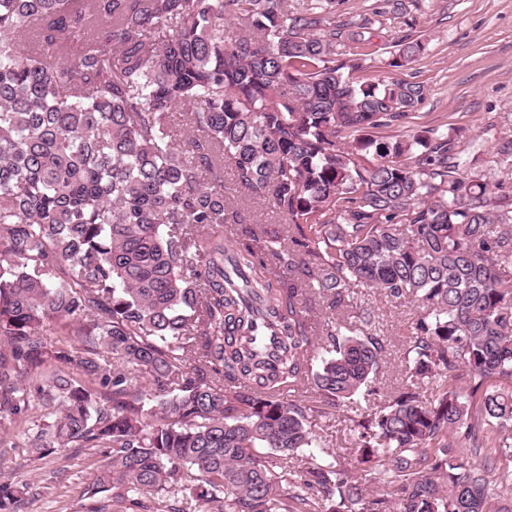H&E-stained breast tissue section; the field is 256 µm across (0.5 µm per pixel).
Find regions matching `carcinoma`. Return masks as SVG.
<instances>
[{"label": "carcinoma", "mask_w": 512, "mask_h": 512, "mask_svg": "<svg viewBox=\"0 0 512 512\" xmlns=\"http://www.w3.org/2000/svg\"><path fill=\"white\" fill-rule=\"evenodd\" d=\"M344 3L0 0V425L33 462L96 449L83 498L494 512L512 493V468L470 461L512 459V196L472 175L460 128L380 135L426 89L353 78L376 20L336 24ZM392 48L400 71L428 42ZM226 164L288 235L226 247ZM373 289L415 315L402 385L354 407L387 351ZM313 294L336 315L319 327ZM337 412L353 462L312 431ZM20 493L0 481V512Z\"/></svg>", "instance_id": "obj_1"}]
</instances>
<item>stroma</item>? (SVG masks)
<instances>
[{
	"label": "stroma",
	"instance_id": "stroma-1",
	"mask_svg": "<svg viewBox=\"0 0 512 512\" xmlns=\"http://www.w3.org/2000/svg\"><path fill=\"white\" fill-rule=\"evenodd\" d=\"M427 39L429 51L406 70L407 79L422 82L426 98L409 123L413 126L443 124L465 128L478 161L473 175L492 191L512 194V163L500 162L496 146L512 138V0H418L406 14L389 15L385 37L373 38L367 48L358 80L388 72L386 36L402 35L407 27ZM224 183L238 201L241 225H263L282 230L281 217L264 200L234 185L232 172ZM241 225L224 228V239L235 244ZM379 309L378 334L385 336L389 353L377 382L378 388L394 386L399 377L412 314L409 305L391 303L370 294ZM20 448L0 447V479L26 485L18 512H85L81 490L95 481L99 457L92 448H63L30 466Z\"/></svg>",
	"mask_w": 512,
	"mask_h": 512
}]
</instances>
